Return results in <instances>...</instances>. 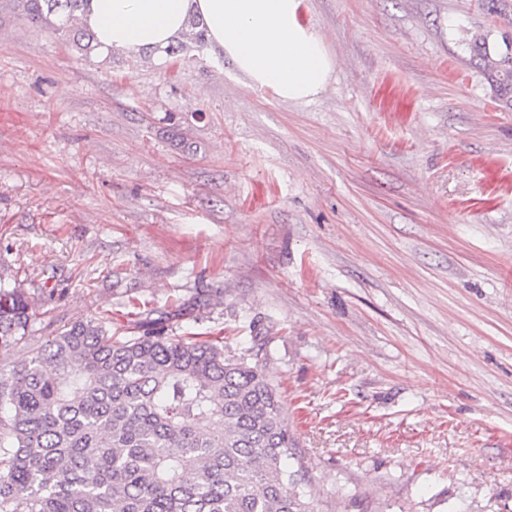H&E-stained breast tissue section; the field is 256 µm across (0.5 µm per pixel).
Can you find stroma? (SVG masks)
I'll return each instance as SVG.
<instances>
[{
  "label": "stroma",
  "mask_w": 512,
  "mask_h": 512,
  "mask_svg": "<svg viewBox=\"0 0 512 512\" xmlns=\"http://www.w3.org/2000/svg\"><path fill=\"white\" fill-rule=\"evenodd\" d=\"M294 105L194 43L82 56L0 0V278L264 365L318 512H512V109L484 0H305ZM503 39V46L491 44L484 34H474L467 43L470 53L483 64L499 99L512 107V41Z\"/></svg>",
  "instance_id": "obj_1"
}]
</instances>
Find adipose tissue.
<instances>
[{"instance_id": "adipose-tissue-1", "label": "adipose tissue", "mask_w": 512, "mask_h": 512, "mask_svg": "<svg viewBox=\"0 0 512 512\" xmlns=\"http://www.w3.org/2000/svg\"><path fill=\"white\" fill-rule=\"evenodd\" d=\"M303 8L304 0H84L79 19L101 56L146 55L158 64L200 27L251 86L305 104L326 90L334 59Z\"/></svg>"}]
</instances>
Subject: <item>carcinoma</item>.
I'll return each instance as SVG.
<instances>
[{"label":"carcinoma","instance_id":"obj_1","mask_svg":"<svg viewBox=\"0 0 512 512\" xmlns=\"http://www.w3.org/2000/svg\"><path fill=\"white\" fill-rule=\"evenodd\" d=\"M72 37L82 0H22ZM512 107V43H467ZM34 298L0 281V512H315L265 368L208 336H110L75 322L33 342ZM293 459L295 469L287 461Z\"/></svg>","mask_w":512,"mask_h":512}]
</instances>
